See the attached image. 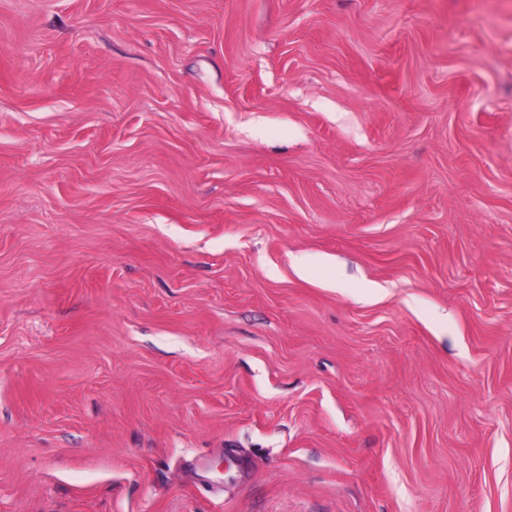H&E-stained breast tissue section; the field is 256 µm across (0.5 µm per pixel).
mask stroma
Listing matches in <instances>:
<instances>
[{"label": "stroma", "instance_id": "obj_1", "mask_svg": "<svg viewBox=\"0 0 512 512\" xmlns=\"http://www.w3.org/2000/svg\"><path fill=\"white\" fill-rule=\"evenodd\" d=\"M0 512H512V0H0Z\"/></svg>", "mask_w": 512, "mask_h": 512}]
</instances>
